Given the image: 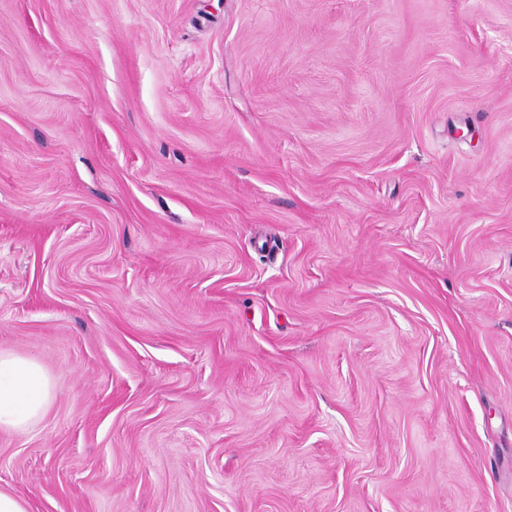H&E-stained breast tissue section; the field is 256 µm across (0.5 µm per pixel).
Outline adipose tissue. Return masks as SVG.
Masks as SVG:
<instances>
[{
	"label": "adipose tissue",
	"instance_id": "obj_1",
	"mask_svg": "<svg viewBox=\"0 0 512 512\" xmlns=\"http://www.w3.org/2000/svg\"><path fill=\"white\" fill-rule=\"evenodd\" d=\"M51 379L31 356L0 349V430L24 432L44 416Z\"/></svg>",
	"mask_w": 512,
	"mask_h": 512
}]
</instances>
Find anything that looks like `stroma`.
<instances>
[{"instance_id": "obj_1", "label": "stroma", "mask_w": 512, "mask_h": 512, "mask_svg": "<svg viewBox=\"0 0 512 512\" xmlns=\"http://www.w3.org/2000/svg\"><path fill=\"white\" fill-rule=\"evenodd\" d=\"M2 348L28 512H512V0H0ZM51 379L32 356L0 349V430L25 432L44 416Z\"/></svg>"}]
</instances>
